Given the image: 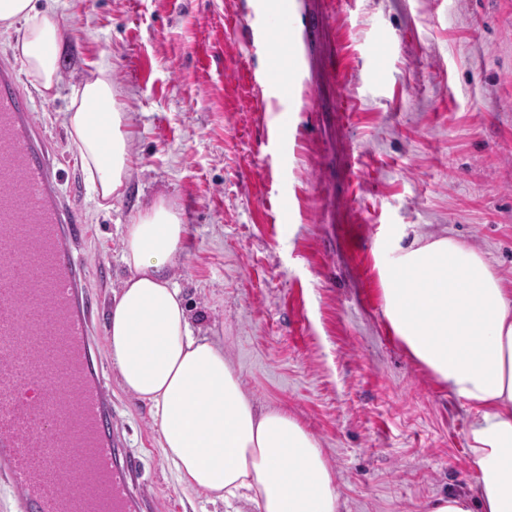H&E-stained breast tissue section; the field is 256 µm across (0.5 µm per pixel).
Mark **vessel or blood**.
I'll use <instances>...</instances> for the list:
<instances>
[{"label":"vessel or blood","instance_id":"vessel-or-blood-1","mask_svg":"<svg viewBox=\"0 0 512 512\" xmlns=\"http://www.w3.org/2000/svg\"><path fill=\"white\" fill-rule=\"evenodd\" d=\"M302 62H269L283 87ZM87 235L77 188L62 191L18 70L0 63V478L20 512H148L123 456L90 339L100 307L74 256Z\"/></svg>","mask_w":512,"mask_h":512}]
</instances>
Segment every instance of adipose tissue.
Listing matches in <instances>:
<instances>
[{"label":"adipose tissue","instance_id":"1","mask_svg":"<svg viewBox=\"0 0 512 512\" xmlns=\"http://www.w3.org/2000/svg\"><path fill=\"white\" fill-rule=\"evenodd\" d=\"M19 22L14 51L50 94L60 81L56 15L35 0H0V26ZM66 126L95 198H121L133 116L117 103L108 69L74 85ZM184 237L179 211L161 197L122 229L129 274L107 327L120 384L149 405L178 483L207 502L225 512H341L317 439L287 410L257 408L223 347L192 327L171 275ZM378 272L395 337L475 411L467 446L479 477L436 497L427 512H512V290L482 252L446 235L395 243Z\"/></svg>","mask_w":512,"mask_h":512}]
</instances>
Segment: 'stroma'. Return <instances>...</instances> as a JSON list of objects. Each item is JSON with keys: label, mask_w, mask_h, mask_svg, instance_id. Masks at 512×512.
<instances>
[{"label": "stroma", "mask_w": 512, "mask_h": 512, "mask_svg": "<svg viewBox=\"0 0 512 512\" xmlns=\"http://www.w3.org/2000/svg\"><path fill=\"white\" fill-rule=\"evenodd\" d=\"M301 79L259 89L266 0H38L58 20L60 82L28 72L64 183L85 181L71 90L109 67L134 115L112 208L80 204L76 252L111 302L121 229L156 197L182 213L176 265L196 331L220 341L260 406L294 415L332 466L342 512H426L478 478L472 408L393 335L378 262L400 235L483 252L512 289V0H296ZM107 314L100 375L156 512H200L164 462L148 406L119 384Z\"/></svg>", "instance_id": "35a3bbf8"}]
</instances>
